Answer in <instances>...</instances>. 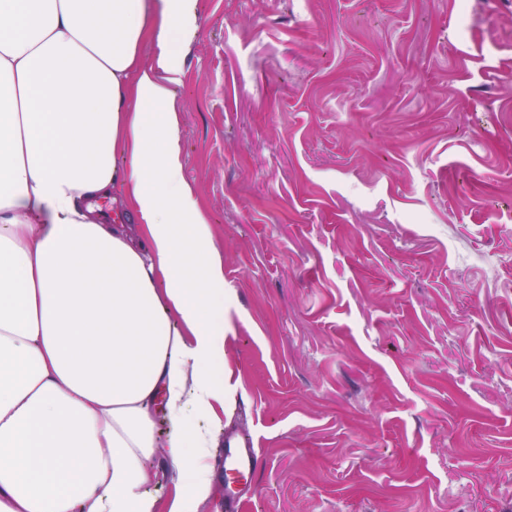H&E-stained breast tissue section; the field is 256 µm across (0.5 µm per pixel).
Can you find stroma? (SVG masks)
Masks as SVG:
<instances>
[{
  "mask_svg": "<svg viewBox=\"0 0 512 512\" xmlns=\"http://www.w3.org/2000/svg\"><path fill=\"white\" fill-rule=\"evenodd\" d=\"M243 512H512V0H197Z\"/></svg>",
  "mask_w": 512,
  "mask_h": 512,
  "instance_id": "stroma-1",
  "label": "stroma"
}]
</instances>
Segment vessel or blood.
Instances as JSON below:
<instances>
[{
  "instance_id": "obj_1",
  "label": "vessel or blood",
  "mask_w": 512,
  "mask_h": 512,
  "mask_svg": "<svg viewBox=\"0 0 512 512\" xmlns=\"http://www.w3.org/2000/svg\"><path fill=\"white\" fill-rule=\"evenodd\" d=\"M260 464L253 437L226 436L220 467L224 471V512H241L252 490V477Z\"/></svg>"
}]
</instances>
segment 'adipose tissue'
<instances>
[{
    "label": "adipose tissue",
    "instance_id": "adipose-tissue-1",
    "mask_svg": "<svg viewBox=\"0 0 512 512\" xmlns=\"http://www.w3.org/2000/svg\"><path fill=\"white\" fill-rule=\"evenodd\" d=\"M197 29L195 0H0V512H158L159 454L167 512L213 489L188 416L230 394L224 256L170 48ZM152 470L157 474L156 481L158 486V497L161 511H164L165 504L173 493V483L166 469V460L159 454L152 461Z\"/></svg>",
    "mask_w": 512,
    "mask_h": 512
}]
</instances>
